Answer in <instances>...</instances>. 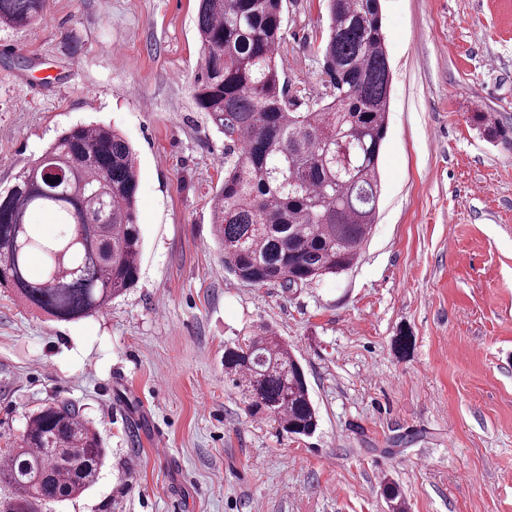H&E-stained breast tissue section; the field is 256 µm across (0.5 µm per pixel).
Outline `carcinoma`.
Here are the masks:
<instances>
[{
	"mask_svg": "<svg viewBox=\"0 0 512 512\" xmlns=\"http://www.w3.org/2000/svg\"><path fill=\"white\" fill-rule=\"evenodd\" d=\"M328 29L317 47L329 100L299 112L279 66L285 0H199L204 71L197 108L224 136V182L211 221L224 265L243 282L307 285L350 269L375 223L379 156L387 134L391 75L380 0H324ZM48 0H0V27L41 20ZM473 122L511 147L490 112ZM54 182H49V179ZM138 168L109 125L63 130L0 191V285L58 321L106 309L135 286L143 241L136 223ZM36 210L67 230L41 234ZM224 370L245 383L256 413L309 437L318 412L304 371L275 336L224 348ZM104 448L68 403L28 418L0 454V512H39L98 480Z\"/></svg>",
	"mask_w": 512,
	"mask_h": 512,
	"instance_id": "cac0c4a2",
	"label": "carcinoma"
}]
</instances>
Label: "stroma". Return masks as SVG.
Returning <instances> with one entry per match:
<instances>
[{
    "label": "stroma",
    "mask_w": 512,
    "mask_h": 512,
    "mask_svg": "<svg viewBox=\"0 0 512 512\" xmlns=\"http://www.w3.org/2000/svg\"><path fill=\"white\" fill-rule=\"evenodd\" d=\"M197 0H49L0 28V188L63 129L136 152L139 280L54 320L0 288V448L68 401L99 479L44 512H512V0H382L392 70L378 216L352 269L285 288L224 266L211 207L224 138L192 96ZM320 0H288L278 62L299 111L327 88ZM278 337L318 411L295 437L252 415L224 347ZM406 347H399V339ZM165 453H158V446ZM473 122L483 127L487 135L495 141L501 140L502 144L512 146V138L507 139L500 128L499 122L496 121L491 112H477L473 116Z\"/></svg>",
    "instance_id": "stroma-1"
}]
</instances>
